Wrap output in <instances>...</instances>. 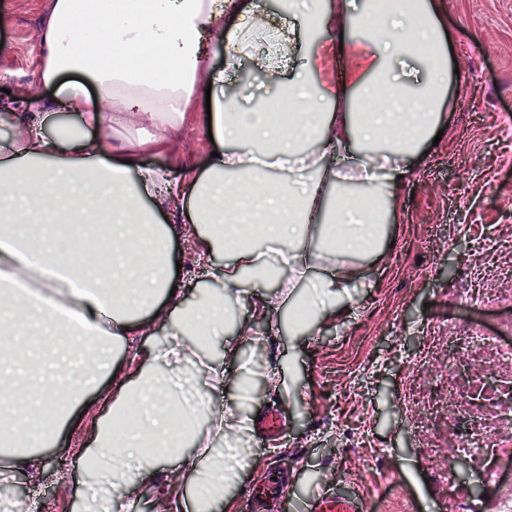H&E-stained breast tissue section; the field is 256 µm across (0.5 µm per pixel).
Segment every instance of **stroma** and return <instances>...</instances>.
Here are the masks:
<instances>
[{
    "label": "stroma",
    "mask_w": 512,
    "mask_h": 512,
    "mask_svg": "<svg viewBox=\"0 0 512 512\" xmlns=\"http://www.w3.org/2000/svg\"><path fill=\"white\" fill-rule=\"evenodd\" d=\"M444 3L448 57L459 68L448 76L444 133L412 159L390 205L385 245L355 260L359 275L342 299V316L311 320L297 332L290 325L293 299L276 301L256 317L257 291L244 286L233 303L240 325L224 334L238 359L224 360L213 346L199 348L175 382L179 400L200 404L207 398L196 365L205 356L224 362L226 390L210 399L225 415L246 412L247 426L233 439L253 450L227 489L230 504L272 466L283 480L267 512L324 487L347 492L355 485L368 492L369 512H452L449 490L485 498L496 482L512 477V433L497 435L505 453L492 479L476 468L474 456L458 454L452 422L435 412L452 385L465 406L491 410L512 399L511 365L498 364L482 379L448 372L453 359L470 353L453 341L456 329L512 343V0ZM46 6L47 0H0V88H38L36 34ZM269 57L266 40H255L238 69L225 74V95L248 108L265 86L289 79V72L268 69ZM244 71L255 73L254 82L242 83ZM214 148L193 127L176 156L151 162L172 173L187 162L202 167ZM168 251L181 264L175 273L181 299L163 305L166 321L120 355L122 374L140 366L141 347L162 341L183 309L219 286L194 272L189 240H171ZM467 294L472 302H464ZM274 371L285 377L280 393L252 390L246 402L235 399L241 375L262 379ZM112 387L99 377L86 389L63 431L41 449L37 471H10L0 479V512H82L83 498L100 488L83 462L97 453L92 428L109 412ZM269 406L286 416V436L278 446L260 447L256 417ZM431 412L433 423L420 427L421 416Z\"/></svg>",
    "instance_id": "35a3bbf8"
}]
</instances>
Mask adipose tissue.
Wrapping results in <instances>:
<instances>
[{
	"label": "adipose tissue",
	"instance_id": "obj_1",
	"mask_svg": "<svg viewBox=\"0 0 512 512\" xmlns=\"http://www.w3.org/2000/svg\"><path fill=\"white\" fill-rule=\"evenodd\" d=\"M348 8L347 0L333 10L322 8L321 0H289V18L343 40L324 45L308 72L245 111L224 96L225 72L237 67L260 29L236 22L240 0H50L36 35L42 87L0 101V123L11 126L10 135L0 137V308H10L14 321L35 322L28 345L65 332L75 351L96 357L152 327L151 306L169 299L176 283L166 249L176 231L196 238L199 267L221 283L185 314L180 341L149 346L135 379L120 381L113 392L116 413L142 403L148 392L154 405L140 411L116 450L108 419L98 421L94 445L104 493L84 501V512H130L135 491L157 486L174 458L191 477L198 507L210 510L223 501L225 487L238 478L243 451L228 447L219 457L213 443L244 419L211 412L207 434L198 435L194 414L172 415L174 394L162 385L161 373L184 358L188 337L201 332L207 343L223 346L225 359H237V348L224 340L228 306L243 282L257 288L268 282L252 243L256 237L281 248V294L304 283L303 307L341 314L346 276L311 275L314 244L340 259L375 249L382 205L395 186H371L375 205L362 209L349 192L355 171L374 148L391 161L392 175L405 174L416 143L440 130V56L422 62L431 77L416 85L419 112L409 110L411 98L390 68L392 61L414 57L421 44H440L437 0H393L383 19L365 16L368 32L360 37L348 30ZM340 52L348 65L335 78L313 82L312 74ZM212 54L223 55V69L208 64ZM285 99L300 111L292 129L272 115ZM330 102L342 103V111H326ZM57 113L77 114L79 121L46 131ZM192 122L223 144L205 171L181 167L175 184L166 172L144 165L146 156L172 151ZM261 154L299 159L307 179L271 180L257 165ZM161 210L179 217L180 226L161 223ZM25 222L38 225V233L22 230ZM89 228L109 239L119 273L101 269L85 252L70 271L81 285L66 297V319L53 301L32 303L18 292L19 275L54 262L71 238ZM224 252L229 260L218 263ZM26 371L35 378L34 417L0 415V438L22 447L10 456L16 469L38 468L39 449L64 427L63 408L79 394L75 381L37 378L31 363Z\"/></svg>",
	"mask_w": 512,
	"mask_h": 512
}]
</instances>
